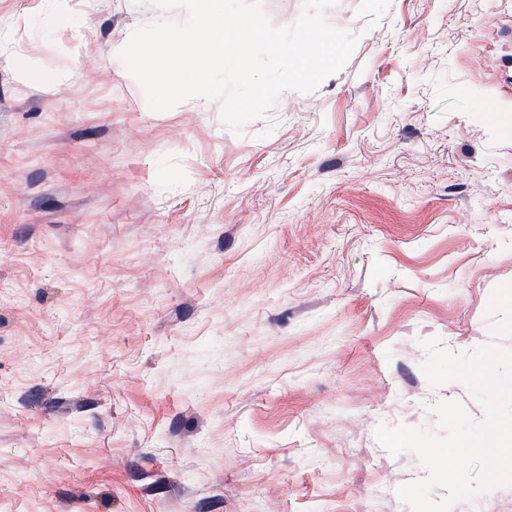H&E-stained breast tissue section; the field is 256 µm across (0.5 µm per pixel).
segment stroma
<instances>
[{
    "label": "stroma",
    "instance_id": "obj_1",
    "mask_svg": "<svg viewBox=\"0 0 512 512\" xmlns=\"http://www.w3.org/2000/svg\"><path fill=\"white\" fill-rule=\"evenodd\" d=\"M187 16L0 0V512H411L424 341L512 349V0H337L238 134L118 57Z\"/></svg>",
    "mask_w": 512,
    "mask_h": 512
}]
</instances>
